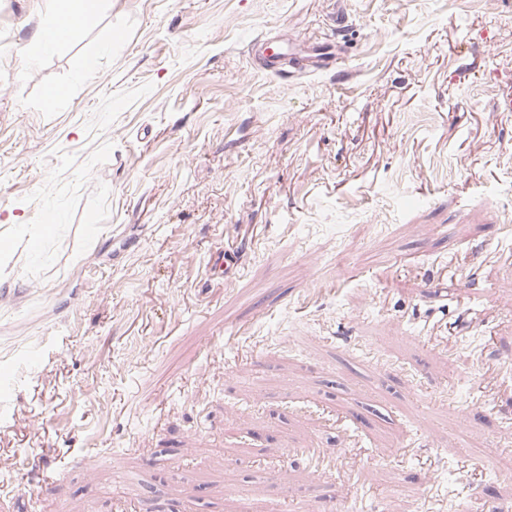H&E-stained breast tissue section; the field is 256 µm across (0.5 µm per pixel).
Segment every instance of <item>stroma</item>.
I'll list each match as a JSON object with an SVG mask.
<instances>
[{"mask_svg":"<svg viewBox=\"0 0 512 512\" xmlns=\"http://www.w3.org/2000/svg\"><path fill=\"white\" fill-rule=\"evenodd\" d=\"M52 6L0 0V512H512V0H103L33 55ZM340 7L338 68L249 57Z\"/></svg>","mask_w":512,"mask_h":512,"instance_id":"obj_1","label":"stroma"}]
</instances>
